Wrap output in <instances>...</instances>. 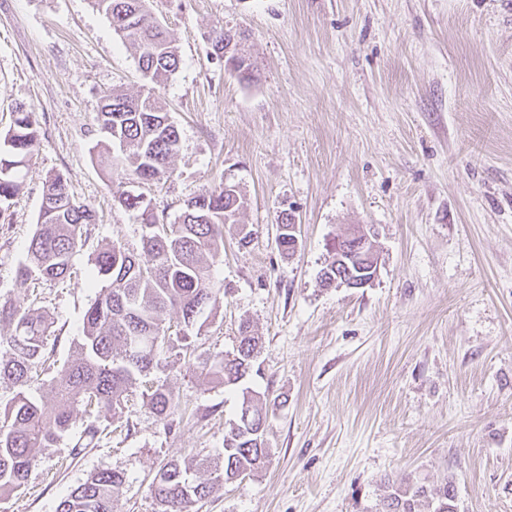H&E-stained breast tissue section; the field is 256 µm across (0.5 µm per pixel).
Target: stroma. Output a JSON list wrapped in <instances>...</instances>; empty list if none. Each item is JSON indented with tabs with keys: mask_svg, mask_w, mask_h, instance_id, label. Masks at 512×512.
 Wrapping results in <instances>:
<instances>
[{
	"mask_svg": "<svg viewBox=\"0 0 512 512\" xmlns=\"http://www.w3.org/2000/svg\"><path fill=\"white\" fill-rule=\"evenodd\" d=\"M180 55L155 95L180 134L170 177L146 185L99 165L104 93L137 94L133 50L92 0H0V134L34 109L39 139L0 213V303L37 302L47 346L72 358L98 250L139 249L144 227L119 202L143 194L158 223L229 184L245 200L214 275L222 303L186 330L167 312L147 375L179 398L164 427L140 393L120 415L77 416L0 512H56L92 474L123 475L113 512H158L169 459L219 458L239 392L200 364L234 354L239 325L261 338L249 385L265 393L269 463L191 512H382L392 489L451 480L455 512H512V0H151ZM242 31L249 82L213 54L216 28ZM96 214L70 276L16 270L48 174ZM297 251L275 243L282 217ZM252 237L240 245L238 225ZM373 231L367 287L324 288L330 245ZM100 429L79 455L88 423Z\"/></svg>",
	"mask_w": 512,
	"mask_h": 512,
	"instance_id": "35a3bbf8",
	"label": "stroma"
}]
</instances>
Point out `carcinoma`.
Masks as SVG:
<instances>
[{
	"instance_id": "cac0c4a2",
	"label": "carcinoma",
	"mask_w": 512,
	"mask_h": 512,
	"mask_svg": "<svg viewBox=\"0 0 512 512\" xmlns=\"http://www.w3.org/2000/svg\"><path fill=\"white\" fill-rule=\"evenodd\" d=\"M109 20L113 32L134 51L144 79L153 85L167 80L179 67L177 47L151 13L149 0H93ZM225 65L243 80L253 76L254 62L243 53ZM97 143L101 157L112 161L115 141L127 169L141 183L171 173V159L179 147V132L154 96L153 89L136 97L108 92L100 107ZM35 113L20 108L8 131L0 135V211L10 207L20 187V164L27 163L37 144ZM126 211L149 232L141 252L120 243L103 248L95 257L89 285L97 289L83 318V336L76 356L50 386L49 401L38 403L23 391L29 374L50 359L46 353L48 315L39 308L0 306V325L11 329L0 336V380L18 388L0 410V496L19 489L28 479L43 448L65 436L77 408L90 415L118 412L132 389L148 374L166 338L163 314L174 310L191 327L205 310L215 309L224 291L212 267L224 246V225L238 223L244 200L231 185L206 190L187 202L177 224H158L149 204L128 194L120 200ZM93 209L78 202L60 174L48 177L25 261L22 279L61 280L70 274L77 247L95 223ZM260 337L246 323L240 326L237 353L215 356L203 366L205 377L237 387L250 374ZM145 396L158 418L165 421L179 409L175 394L159 385ZM237 421L224 430V462L200 459L187 464L173 458L156 473L152 494L160 512H189L197 501L240 474L252 473L271 455L266 441L267 399L242 397ZM124 482L115 471H101L73 488L56 512H112V501ZM455 488L445 481L434 488L406 485L385 497L383 512H455Z\"/></svg>"
}]
</instances>
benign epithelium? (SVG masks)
<instances>
[{"mask_svg": "<svg viewBox=\"0 0 512 512\" xmlns=\"http://www.w3.org/2000/svg\"><path fill=\"white\" fill-rule=\"evenodd\" d=\"M336 278L322 282L326 288H363L377 274V248L371 235L362 228H354L337 237L333 249Z\"/></svg>", "mask_w": 512, "mask_h": 512, "instance_id": "1", "label": "benign epithelium"}]
</instances>
